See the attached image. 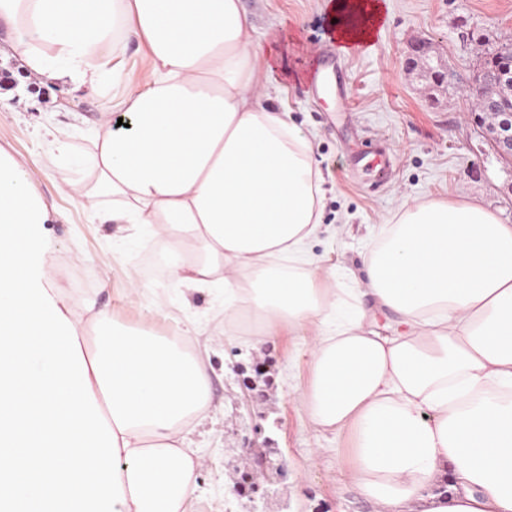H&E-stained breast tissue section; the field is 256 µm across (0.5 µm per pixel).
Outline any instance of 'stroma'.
<instances>
[{"label":"stroma","mask_w":512,"mask_h":512,"mask_svg":"<svg viewBox=\"0 0 512 512\" xmlns=\"http://www.w3.org/2000/svg\"><path fill=\"white\" fill-rule=\"evenodd\" d=\"M325 0H242L245 16L265 53L270 54L271 84L295 122L314 134L315 157L326 189L325 223L337 236L322 233L317 251L332 250L336 264L350 265L404 201L435 197L482 204L512 224V157L503 156L487 133L492 118L470 112L464 90L474 84L489 55L512 44V0H385L386 22L369 48L342 54L347 111L332 99L313 100L308 75L331 44ZM11 33L0 28V149L24 160L34 193L49 220L40 225L44 288L62 291L80 311L86 305L108 312L118 323L171 336L181 321L197 319L214 333L193 345L208 366L211 408L195 427L190 445L202 458L199 490L192 512H235L224 492V477L238 467L254 468L242 455L245 439L260 436L274 448V460L287 476L275 480L263 512H371L350 485L338 484L331 437L314 439L305 431L291 397L306 379L305 349L287 332L274 347L253 350L244 341H225L224 308L219 294L203 291L183 299L162 272L164 242L148 234L121 240L116 224L100 223L77 202L62 196V179H90L92 127L111 111V87L89 94L69 79L40 80L11 50ZM427 44L435 71H452L442 82L404 59L413 43ZM71 144L70 157L54 149L45 128ZM390 149L391 168L381 172L354 166L366 145ZM149 281L151 289L130 301V280ZM271 366L270 381L259 382L257 396L245 401L232 371L254 362ZM319 458H312L313 448Z\"/></svg>","instance_id":"35a3bbf8"}]
</instances>
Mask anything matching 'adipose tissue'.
Returning a JSON list of instances; mask_svg holds the SVG:
<instances>
[{
    "label": "adipose tissue",
    "instance_id": "adipose-tissue-1",
    "mask_svg": "<svg viewBox=\"0 0 512 512\" xmlns=\"http://www.w3.org/2000/svg\"><path fill=\"white\" fill-rule=\"evenodd\" d=\"M343 50L381 0H327ZM34 75L118 88L92 133L93 182L60 193L165 241L169 280L220 290L224 337L305 346L293 402L336 436L373 512H512V224L474 202H404L359 254L363 277L316 253L323 174L310 134L262 75L241 0H0ZM146 75L128 80L129 43ZM129 129L113 127L115 116ZM43 203L0 158V512H189L209 412L189 339L74 318L40 284ZM255 316L244 328L242 312ZM92 350L83 353L86 333Z\"/></svg>",
    "mask_w": 512,
    "mask_h": 512
}]
</instances>
